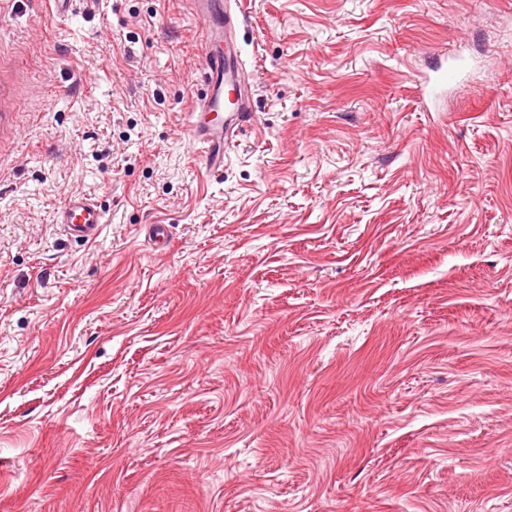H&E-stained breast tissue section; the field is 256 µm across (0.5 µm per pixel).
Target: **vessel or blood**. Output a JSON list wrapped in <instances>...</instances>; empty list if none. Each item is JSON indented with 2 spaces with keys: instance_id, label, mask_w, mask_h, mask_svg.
<instances>
[{
  "instance_id": "obj_1",
  "label": "vessel or blood",
  "mask_w": 512,
  "mask_h": 512,
  "mask_svg": "<svg viewBox=\"0 0 512 512\" xmlns=\"http://www.w3.org/2000/svg\"><path fill=\"white\" fill-rule=\"evenodd\" d=\"M202 20L201 79L203 93L188 114L187 131L202 154L207 171L224 168V150L253 121L249 90L242 83L241 52L237 30L244 20L241 0H191ZM56 223L80 237L93 239L102 223L97 204L86 197H72L55 214Z\"/></svg>"
}]
</instances>
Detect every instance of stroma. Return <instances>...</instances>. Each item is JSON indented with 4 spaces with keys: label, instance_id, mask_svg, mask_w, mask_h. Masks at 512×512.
<instances>
[{
    "label": "stroma",
    "instance_id": "1",
    "mask_svg": "<svg viewBox=\"0 0 512 512\" xmlns=\"http://www.w3.org/2000/svg\"><path fill=\"white\" fill-rule=\"evenodd\" d=\"M245 2L210 175L189 0H0V512H512V0ZM55 223L87 240L93 239L101 224L102 214L97 204L87 197H71L55 214Z\"/></svg>",
    "mask_w": 512,
    "mask_h": 512
}]
</instances>
